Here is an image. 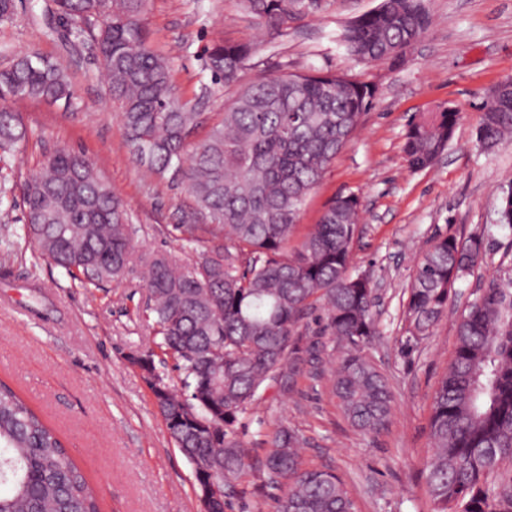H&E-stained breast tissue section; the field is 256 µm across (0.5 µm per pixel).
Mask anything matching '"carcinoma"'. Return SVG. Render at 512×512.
<instances>
[{"label": "carcinoma", "instance_id": "obj_1", "mask_svg": "<svg viewBox=\"0 0 512 512\" xmlns=\"http://www.w3.org/2000/svg\"><path fill=\"white\" fill-rule=\"evenodd\" d=\"M257 24L281 36L317 0H239ZM65 36L96 44L112 101L119 104L134 161L164 177L179 174L190 198L177 228L186 244L220 242L185 268L165 253L135 255V227L124 202L86 156L60 149L20 191L23 237L85 288L119 282L139 263L150 291L156 334L146 370L170 358L180 388L154 403L195 480L230 481L249 466L236 426L258 392L284 377L286 361H320L324 344L300 346L308 318L343 348L332 390L352 426L377 434L391 418L393 392L362 355L381 337L372 278L351 271L361 197L334 196L320 220L296 239L301 211L326 169L372 105L376 85L340 72L265 77L240 89L223 118L198 143L200 113L174 94L169 61L149 46L146 0H54ZM424 0H381L338 35L357 62L388 61L422 38ZM255 47L215 43L214 82L238 83ZM72 85L57 62L34 54L0 71V99L71 104ZM459 121L453 107L413 117L404 134L409 167L431 166ZM27 137L19 116L0 108V147ZM512 139V90L485 103L477 142L492 150ZM498 226L512 230V196L502 193ZM479 235L435 239L415 268L405 305L409 339L433 333L448 313L454 285L485 262ZM454 357L430 416L434 457L426 488L436 512H512V277L487 281L456 322ZM160 360H155L156 354ZM191 396L183 406L181 394ZM295 431L272 432L266 473L281 490L278 512H354L331 471L301 467ZM0 512H101L96 493L57 433L0 381Z\"/></svg>", "mask_w": 512, "mask_h": 512}]
</instances>
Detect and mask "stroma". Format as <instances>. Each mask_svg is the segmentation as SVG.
<instances>
[{
    "instance_id": "1",
    "label": "stroma",
    "mask_w": 512,
    "mask_h": 512,
    "mask_svg": "<svg viewBox=\"0 0 512 512\" xmlns=\"http://www.w3.org/2000/svg\"><path fill=\"white\" fill-rule=\"evenodd\" d=\"M380 0H319L318 10L271 37L245 17L237 0H149L144 15L152 50L166 57L175 94L199 103L203 138L235 95L211 81L205 49L215 42L253 43L240 77L248 85L269 75L336 70L372 81L375 100L299 219L316 224L335 195L362 197L354 266L377 285L382 337L364 349L389 378V425L377 434L355 430L331 392L328 375L299 364L292 387L273 385L238 428L250 466L234 480L226 512H277L264 484L269 435L278 424L298 430L303 467L331 470L355 512H435L425 487L432 454L429 419L438 382L455 352V320L479 286L512 266V232L497 229L500 190L512 183V142L480 149L482 106L502 78L512 77V0H426L428 32L397 62L361 64L337 43L341 29ZM35 53L66 68L71 105L11 99L28 130L0 154V379L21 393L61 433L91 479L103 512H200L192 464L176 448L143 372L132 357L152 348L144 320L149 290L138 271L86 289L43 258L15 228L24 223L19 185L49 152L83 153L125 203L137 228L136 252H169L198 261L210 244H183L174 226L188 202L185 187L146 175L133 160L117 109L106 91L90 42H68L53 0H16L0 21V67ZM439 105L460 114L454 138L430 167L408 168L403 135L412 117ZM484 235L485 265L456 285L448 314L432 336L409 342L403 319L416 264L443 236Z\"/></svg>"
}]
</instances>
